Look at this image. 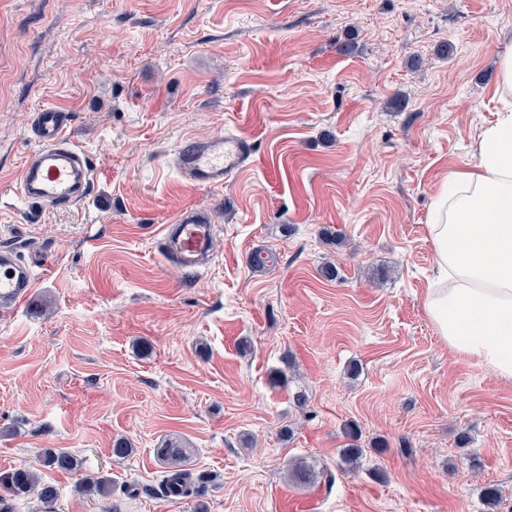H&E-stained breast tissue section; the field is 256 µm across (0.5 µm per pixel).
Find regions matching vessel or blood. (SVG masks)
<instances>
[{"label":"vessel or blood","instance_id":"1","mask_svg":"<svg viewBox=\"0 0 512 512\" xmlns=\"http://www.w3.org/2000/svg\"><path fill=\"white\" fill-rule=\"evenodd\" d=\"M68 118L54 107L36 117V149L20 172L17 184L26 202L65 208L87 191L90 171L80 148L68 137ZM252 155L251 141L227 130L207 141H189L175 154L183 178L203 187H217L242 171ZM214 226L208 213L186 211L167 227L163 239L165 262L185 272H196L210 261ZM36 285L33 269L10 250L0 251V302L13 307L28 301Z\"/></svg>","mask_w":512,"mask_h":512}]
</instances>
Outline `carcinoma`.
<instances>
[{
	"mask_svg": "<svg viewBox=\"0 0 512 512\" xmlns=\"http://www.w3.org/2000/svg\"><path fill=\"white\" fill-rule=\"evenodd\" d=\"M191 449L184 448L178 443L170 442L157 450L159 461L168 468L163 476V486L171 493L187 494L190 491V473L182 468L189 459ZM79 467L78 461L69 452L59 448L42 451L39 467H16L0 472V512H10L13 502L36 496L40 509L46 510L57 499L56 487L44 481L40 469L46 468L65 473H75ZM290 477L297 484H311L316 479V471L309 465L300 464L292 468ZM81 492L108 498L112 494V484L106 477H96L81 480Z\"/></svg>",
	"mask_w": 512,
	"mask_h": 512,
	"instance_id": "obj_1",
	"label": "carcinoma"
}]
</instances>
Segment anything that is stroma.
<instances>
[{
	"label": "stroma",
	"instance_id": "stroma-1",
	"mask_svg": "<svg viewBox=\"0 0 512 512\" xmlns=\"http://www.w3.org/2000/svg\"><path fill=\"white\" fill-rule=\"evenodd\" d=\"M511 43L512 0H0V250L39 277L0 312V471L62 448L111 479L44 471L53 512H488L493 484L512 512V382L424 307L434 193L477 163ZM48 105L95 175L54 210L16 192ZM227 129L251 163L186 181L180 142ZM186 209L215 218L198 273L160 257ZM168 440L193 450L182 497Z\"/></svg>",
	"mask_w": 512,
	"mask_h": 512
}]
</instances>
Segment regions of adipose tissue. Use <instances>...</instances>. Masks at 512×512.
<instances>
[{
    "mask_svg": "<svg viewBox=\"0 0 512 512\" xmlns=\"http://www.w3.org/2000/svg\"><path fill=\"white\" fill-rule=\"evenodd\" d=\"M504 104L487 127L479 159L450 172L435 196L428 233L437 277L425 310L458 357L512 381V46L500 54Z\"/></svg>",
    "mask_w": 512,
    "mask_h": 512,
    "instance_id": "obj_1",
    "label": "adipose tissue"
}]
</instances>
